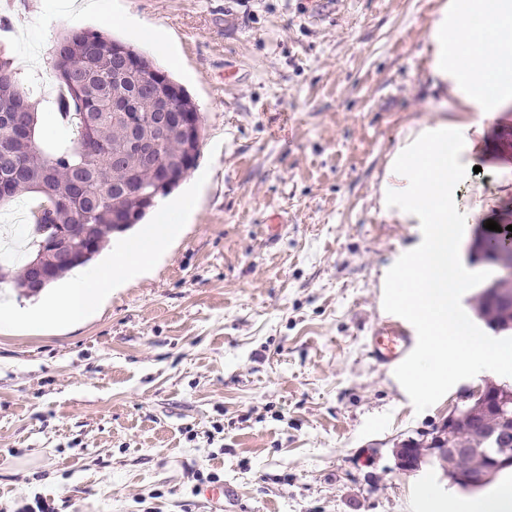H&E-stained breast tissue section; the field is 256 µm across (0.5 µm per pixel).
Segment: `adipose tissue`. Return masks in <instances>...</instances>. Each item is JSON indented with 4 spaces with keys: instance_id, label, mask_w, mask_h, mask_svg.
Here are the masks:
<instances>
[{
    "instance_id": "1",
    "label": "adipose tissue",
    "mask_w": 512,
    "mask_h": 512,
    "mask_svg": "<svg viewBox=\"0 0 512 512\" xmlns=\"http://www.w3.org/2000/svg\"><path fill=\"white\" fill-rule=\"evenodd\" d=\"M425 82L438 114L402 128L387 161L377 202L400 224H430L426 249L389 279L400 305L415 312L426 331L419 379L433 387L442 377L473 372L512 376V346L473 336L456 321L451 301L466 286L448 243V227L468 224L484 209L480 186L471 182L474 152L487 121L512 112V0H442L424 39ZM469 187V199L460 190ZM165 238L146 233L111 252L72 288L46 306L0 308V323L46 318L75 323L111 294L130 269L149 266Z\"/></svg>"
}]
</instances>
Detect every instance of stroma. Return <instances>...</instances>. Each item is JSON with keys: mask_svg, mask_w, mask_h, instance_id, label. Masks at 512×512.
Masks as SVG:
<instances>
[{"mask_svg": "<svg viewBox=\"0 0 512 512\" xmlns=\"http://www.w3.org/2000/svg\"><path fill=\"white\" fill-rule=\"evenodd\" d=\"M0 0V47L43 81L82 27L121 39L182 84L202 142L173 193L193 215L148 276L72 326H0V512H449L438 466L399 469L482 376L431 395L369 340L416 317L389 266L422 240L376 197L406 124L430 118L424 37L441 0ZM134 28L119 25V18ZM512 115L477 153L497 223L512 220ZM456 259L457 304L497 274Z\"/></svg>", "mask_w": 512, "mask_h": 512, "instance_id": "1", "label": "stroma"}]
</instances>
